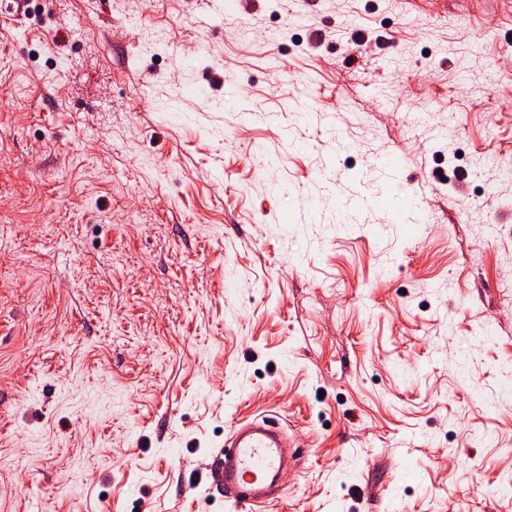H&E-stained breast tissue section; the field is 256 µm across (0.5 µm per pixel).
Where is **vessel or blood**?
Listing matches in <instances>:
<instances>
[{
	"instance_id": "1",
	"label": "vessel or blood",
	"mask_w": 512,
	"mask_h": 512,
	"mask_svg": "<svg viewBox=\"0 0 512 512\" xmlns=\"http://www.w3.org/2000/svg\"><path fill=\"white\" fill-rule=\"evenodd\" d=\"M285 444L283 430L267 418L235 429L220 461L221 483L235 504L268 502L265 482L279 480Z\"/></svg>"
}]
</instances>
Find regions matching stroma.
I'll return each instance as SVG.
<instances>
[{"label": "stroma", "instance_id": "35a3bbf8", "mask_svg": "<svg viewBox=\"0 0 512 512\" xmlns=\"http://www.w3.org/2000/svg\"><path fill=\"white\" fill-rule=\"evenodd\" d=\"M484 152L512 0H0V512H240L265 414L261 512H512ZM286 438L269 418L240 425L224 448L221 485L236 505L269 502L267 479L278 483L285 468Z\"/></svg>", "mask_w": 512, "mask_h": 512}]
</instances>
